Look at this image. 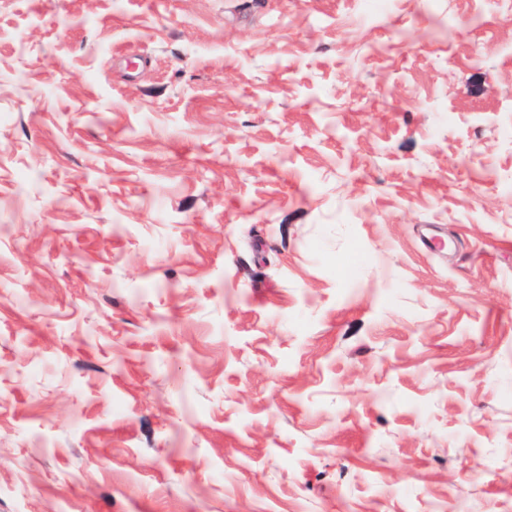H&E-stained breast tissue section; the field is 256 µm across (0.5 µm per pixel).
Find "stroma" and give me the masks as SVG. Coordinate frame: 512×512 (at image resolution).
I'll return each instance as SVG.
<instances>
[{"label": "stroma", "instance_id": "stroma-1", "mask_svg": "<svg viewBox=\"0 0 512 512\" xmlns=\"http://www.w3.org/2000/svg\"><path fill=\"white\" fill-rule=\"evenodd\" d=\"M462 501L512 512V0H0V512Z\"/></svg>", "mask_w": 512, "mask_h": 512}]
</instances>
